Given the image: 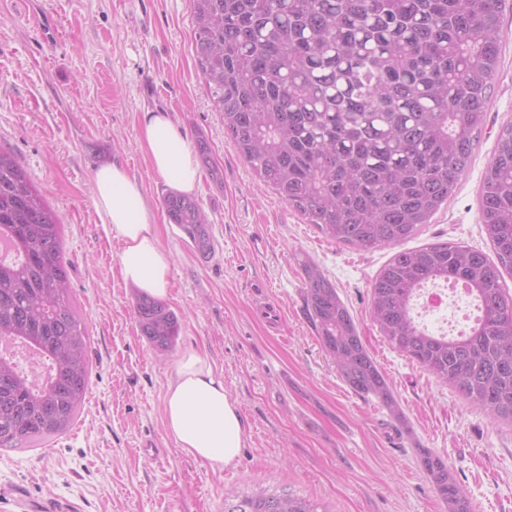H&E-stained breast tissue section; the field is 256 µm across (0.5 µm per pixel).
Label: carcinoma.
Masks as SVG:
<instances>
[{"label":"carcinoma","mask_w":512,"mask_h":512,"mask_svg":"<svg viewBox=\"0 0 512 512\" xmlns=\"http://www.w3.org/2000/svg\"><path fill=\"white\" fill-rule=\"evenodd\" d=\"M194 47L224 133L263 184L326 238L358 249L399 245L448 203L468 169L491 101L506 0H192ZM495 258L455 242L400 250L376 275L380 333L477 409L512 424V123L503 125L478 195ZM199 254L208 219L191 197L164 199ZM0 340L45 367L35 385L0 354V449L66 432L89 377L88 334L69 290L62 224L14 155L0 148ZM305 301L325 353L356 392L391 415L397 401L336 287L303 261ZM460 282L479 314L439 336L413 314L428 284ZM140 334L176 345L180 317L139 295ZM422 469L449 512H472L445 459ZM224 512H324L314 499L258 490Z\"/></svg>","instance_id":"cac0c4a2"}]
</instances>
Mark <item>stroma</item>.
Listing matches in <instances>:
<instances>
[{
  "label": "stroma",
  "instance_id": "obj_1",
  "mask_svg": "<svg viewBox=\"0 0 512 512\" xmlns=\"http://www.w3.org/2000/svg\"><path fill=\"white\" fill-rule=\"evenodd\" d=\"M479 147L448 205L403 242L483 252L477 192L500 127L512 120V13ZM170 113L209 166L193 197L212 242L201 257L162 215L170 189L139 141L150 112ZM0 147L13 153L63 226L73 301L88 334L90 378L72 428L0 450V512H224L257 489L321 501L328 512H448L418 457L442 456L473 512H512V425L495 421L381 335L371 284L390 248L321 235L265 188L224 135L194 51L191 0H0ZM124 165L160 211L172 256L174 349L141 336L120 243L93 200L98 164ZM219 178H212V170ZM306 256L335 284L402 416L353 390L305 313ZM205 356L237 400L244 445L227 466L184 453L164 426L175 361Z\"/></svg>",
  "mask_w": 512,
  "mask_h": 512
}]
</instances>
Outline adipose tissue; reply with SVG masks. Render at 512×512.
<instances>
[{
  "mask_svg": "<svg viewBox=\"0 0 512 512\" xmlns=\"http://www.w3.org/2000/svg\"><path fill=\"white\" fill-rule=\"evenodd\" d=\"M140 143L173 193L190 195L200 181V165L191 144L168 113L146 116ZM94 201L103 223L121 244L118 262L126 284L141 294L164 298L171 292L172 259L159 243L155 212L141 184L114 162L93 175ZM165 428L183 452L212 465L233 462L243 445L245 423L237 402L198 352L175 363L163 400Z\"/></svg>",
  "mask_w": 512,
  "mask_h": 512,
  "instance_id": "ef3b65f1",
  "label": "adipose tissue"
}]
</instances>
